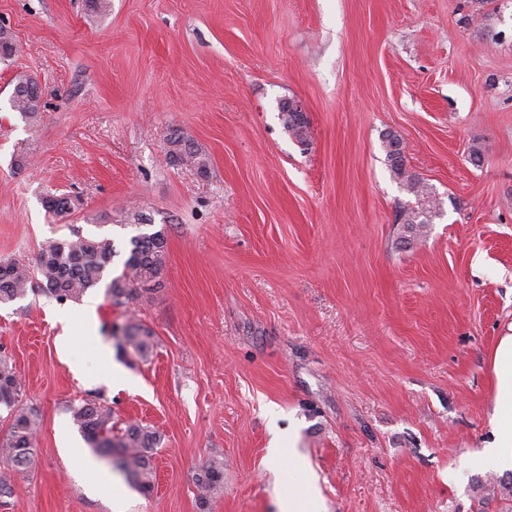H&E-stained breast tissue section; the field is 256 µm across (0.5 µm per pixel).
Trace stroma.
I'll return each instance as SVG.
<instances>
[{
    "instance_id": "stroma-1",
    "label": "stroma",
    "mask_w": 512,
    "mask_h": 512,
    "mask_svg": "<svg viewBox=\"0 0 512 512\" xmlns=\"http://www.w3.org/2000/svg\"><path fill=\"white\" fill-rule=\"evenodd\" d=\"M109 3L0 0L19 48L0 61V260L106 236L117 274L130 238L160 230L166 268L140 303L89 290L94 328L65 350L75 302L0 304L22 382L0 439L16 409L39 412L0 512H282L309 483L320 512H512V479L471 465L512 322V0ZM23 74L42 89L32 118L9 103ZM174 132L207 175L170 161ZM389 133L440 202L409 245ZM62 195L71 212L48 211ZM131 322L147 357L116 337ZM89 401L158 432L151 491L103 457L123 497L82 480L64 447ZM212 460L224 483L204 507L194 479ZM281 112H285L283 121L286 131L300 143L307 142L309 126L306 116H303V113H294L305 112L303 103L299 100L288 99L281 104Z\"/></svg>"
}]
</instances>
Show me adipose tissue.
<instances>
[{"label":"adipose tissue","instance_id":"obj_1","mask_svg":"<svg viewBox=\"0 0 512 512\" xmlns=\"http://www.w3.org/2000/svg\"><path fill=\"white\" fill-rule=\"evenodd\" d=\"M492 370L490 437L476 454L474 464L479 468L512 469V325L494 350Z\"/></svg>","mask_w":512,"mask_h":512}]
</instances>
